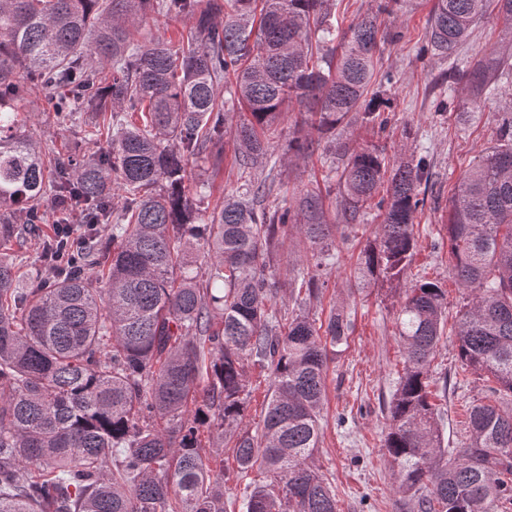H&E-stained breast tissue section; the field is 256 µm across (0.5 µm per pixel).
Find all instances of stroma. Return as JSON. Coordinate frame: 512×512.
<instances>
[{
    "mask_svg": "<svg viewBox=\"0 0 512 512\" xmlns=\"http://www.w3.org/2000/svg\"><path fill=\"white\" fill-rule=\"evenodd\" d=\"M431 9L432 0H403L394 16L384 17L383 26L394 39L379 54L378 68L390 73L392 80L375 83L373 90L392 103L388 124L379 129L353 123L343 131L379 145L393 164L412 155L427 157L429 179L415 226L418 251L402 284L440 283L448 292V317L453 320L468 293L450 273L448 201L469 166L497 142L501 120L512 108V67H503L504 62L512 64V36L506 33L507 21L492 11L474 23L471 35L452 57L430 54L420 59L416 51L429 43ZM493 57L500 60L493 69L500 88L496 99L476 107L470 97L449 89L450 64L462 68ZM18 119L44 149L73 158L88 149L73 127L58 122L50 112L47 93L19 103ZM320 174V163L313 157L277 162L270 177L279 192L258 199L257 207L287 204ZM373 231V224L360 222L348 240L337 241L336 265L326 277L316 310L322 319L330 308L341 307L354 322L348 349L328 371L322 443L315 454L316 466L335 489L338 512H395L397 497L383 439L384 406L395 389L400 360L395 337L400 300L383 284L363 293L353 288L358 255ZM433 365L437 378L448 381L440 429L449 447L465 441L472 405L489 403L512 411V399L493 396L490 381L461 370L453 333L442 337Z\"/></svg>",
    "mask_w": 512,
    "mask_h": 512,
    "instance_id": "35a3bbf8",
    "label": "stroma"
}]
</instances>
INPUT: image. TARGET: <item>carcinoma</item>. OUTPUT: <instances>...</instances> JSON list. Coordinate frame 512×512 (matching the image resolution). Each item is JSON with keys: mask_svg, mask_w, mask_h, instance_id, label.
<instances>
[{"mask_svg": "<svg viewBox=\"0 0 512 512\" xmlns=\"http://www.w3.org/2000/svg\"><path fill=\"white\" fill-rule=\"evenodd\" d=\"M491 1L512 25V0H434L433 50L450 55ZM330 2L0 0V112L48 91L62 121L96 114L79 159L0 119V512H226L231 483L243 486L245 512H336L313 458L329 365L353 322L334 307L318 323L309 310L336 263L335 232L343 239L350 225L329 224L317 185L287 207L254 204L276 191L256 172L274 156L288 105L320 134L353 113L386 125L390 101L370 95L377 79L391 81L375 67L387 38L377 19L400 0H373L342 35ZM153 15L192 21L187 42L142 38ZM459 79L477 100L496 95L481 64ZM332 143L345 217L374 206L379 218L359 280L399 287L417 249L426 159L389 171L374 145ZM221 144L247 179L208 211L200 199L213 186L192 190L188 165ZM288 152L310 157V134L289 137ZM49 210L56 224L80 211L92 229L61 261L58 235L47 236L50 276L34 286L6 253ZM101 224L111 225L106 239ZM446 229L451 273L469 291L454 330L461 369L512 397L511 115L451 196ZM290 234L300 287L296 308L280 311L278 251ZM446 321L438 283L404 291L403 368L384 437L398 510L497 512L512 501V412L476 404L464 446L445 445L430 386ZM256 370L270 395L252 433L242 424ZM256 469L265 480L250 478Z\"/></svg>", "mask_w": 512, "mask_h": 512, "instance_id": "carcinoma-1", "label": "carcinoma"}]
</instances>
